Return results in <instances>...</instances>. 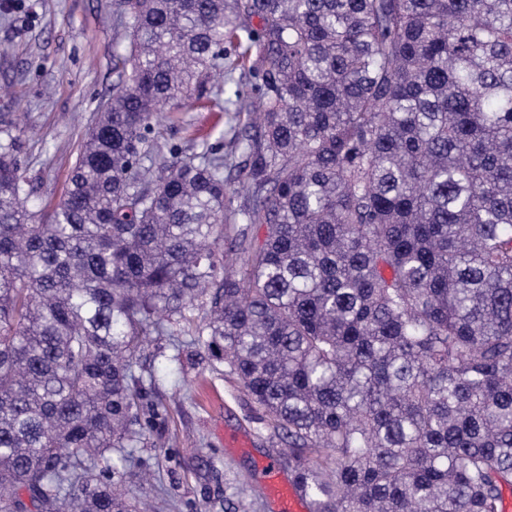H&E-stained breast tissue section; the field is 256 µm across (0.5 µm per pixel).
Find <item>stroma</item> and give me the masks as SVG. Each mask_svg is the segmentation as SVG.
<instances>
[{"instance_id": "1", "label": "stroma", "mask_w": 512, "mask_h": 512, "mask_svg": "<svg viewBox=\"0 0 512 512\" xmlns=\"http://www.w3.org/2000/svg\"><path fill=\"white\" fill-rule=\"evenodd\" d=\"M113 0H0V118L37 130L24 160L40 184L37 207H53L94 114L112 94V55L127 42L115 25ZM165 133L227 143V116L194 107ZM167 415L139 448L132 491L154 512H273L257 462L282 460L286 449L258 422L259 411L238 383L198 347L181 362L150 358Z\"/></svg>"}]
</instances>
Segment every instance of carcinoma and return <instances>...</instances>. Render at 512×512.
Returning a JSON list of instances; mask_svg holds the SVG:
<instances>
[{
  "instance_id": "obj_1",
  "label": "carcinoma",
  "mask_w": 512,
  "mask_h": 512,
  "mask_svg": "<svg viewBox=\"0 0 512 512\" xmlns=\"http://www.w3.org/2000/svg\"><path fill=\"white\" fill-rule=\"evenodd\" d=\"M128 46L63 199L0 121V512H137L183 334L310 512H502L512 0H114ZM252 79L240 89L234 74ZM207 100L230 150L182 155ZM184 123L190 125L189 132H186L183 125H171L165 133V139L171 144H177L191 153L189 138H196L208 143H227L231 137L227 115L224 109L217 107L195 106L189 112H179ZM190 134L192 136H190Z\"/></svg>"
}]
</instances>
